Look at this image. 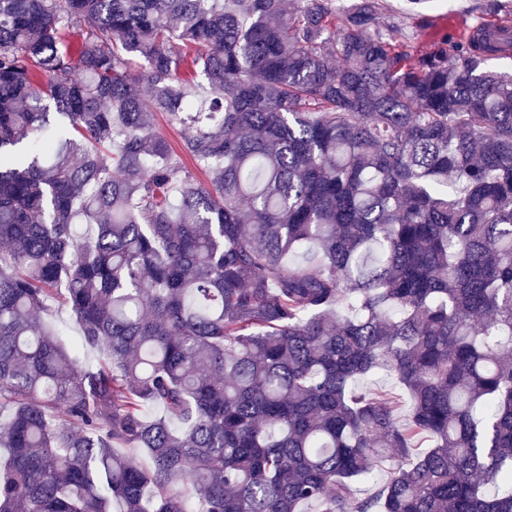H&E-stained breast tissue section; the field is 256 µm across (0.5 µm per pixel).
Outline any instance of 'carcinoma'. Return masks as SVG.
<instances>
[{
	"instance_id": "obj_1",
	"label": "carcinoma",
	"mask_w": 512,
	"mask_h": 512,
	"mask_svg": "<svg viewBox=\"0 0 512 512\" xmlns=\"http://www.w3.org/2000/svg\"><path fill=\"white\" fill-rule=\"evenodd\" d=\"M378 12L0 0V512H512V29ZM44 317L46 320L50 321L54 327L64 331L65 338L68 342H76L79 340L78 330L65 310L58 309L57 305H53Z\"/></svg>"
}]
</instances>
